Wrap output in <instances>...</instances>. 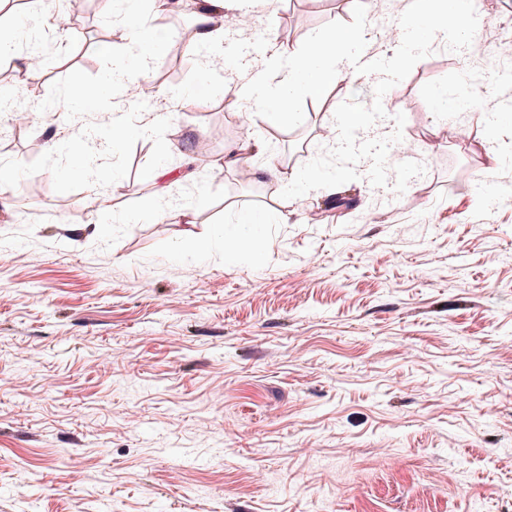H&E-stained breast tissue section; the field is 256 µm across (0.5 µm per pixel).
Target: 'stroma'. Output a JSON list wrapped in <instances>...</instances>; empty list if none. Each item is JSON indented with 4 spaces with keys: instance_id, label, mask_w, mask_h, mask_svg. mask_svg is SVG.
Returning a JSON list of instances; mask_svg holds the SVG:
<instances>
[{
    "instance_id": "1",
    "label": "stroma",
    "mask_w": 512,
    "mask_h": 512,
    "mask_svg": "<svg viewBox=\"0 0 512 512\" xmlns=\"http://www.w3.org/2000/svg\"><path fill=\"white\" fill-rule=\"evenodd\" d=\"M478 31L512 39V0H476ZM84 0L81 28L43 37L40 70L0 67L9 102L47 97L130 34ZM393 57L373 0H266L240 11L236 59L170 44L142 83L145 126L170 118L166 167L140 178L139 140L107 198L24 177L0 204V512H512V79L473 85L470 60L433 43L390 89L388 183L358 179L285 200L276 176L243 185L227 159L266 141L296 170L376 76L302 98L280 129L249 123L225 90L264 58L333 28ZM86 118L34 117L0 138L24 163ZM207 154H200L199 140ZM410 167H403V157ZM181 197L193 224L149 199ZM249 210L273 215L231 253ZM209 249L196 256L194 243Z\"/></svg>"
}]
</instances>
